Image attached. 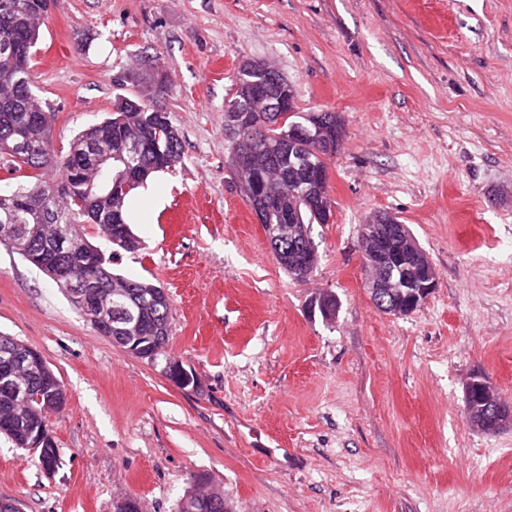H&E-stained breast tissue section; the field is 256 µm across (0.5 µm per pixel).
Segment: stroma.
<instances>
[{
	"instance_id": "obj_1",
	"label": "stroma",
	"mask_w": 512,
	"mask_h": 512,
	"mask_svg": "<svg viewBox=\"0 0 512 512\" xmlns=\"http://www.w3.org/2000/svg\"><path fill=\"white\" fill-rule=\"evenodd\" d=\"M244 59L344 125L307 282L278 264L230 163ZM32 74L55 151L122 97L179 130L181 164L132 203L142 250L113 269L168 291L166 352L198 387L100 335L0 244V333L69 394L48 421L54 474L0 435V498L113 512L125 493L176 512L199 480L233 512H512V426L486 434L462 411L476 374L512 401V0H56ZM379 211L439 272L403 318L375 308L362 270L359 226ZM319 289L334 321L309 313ZM162 373L175 386L180 389L198 386V379L192 371H188L179 361L167 360L162 368Z\"/></svg>"
}]
</instances>
